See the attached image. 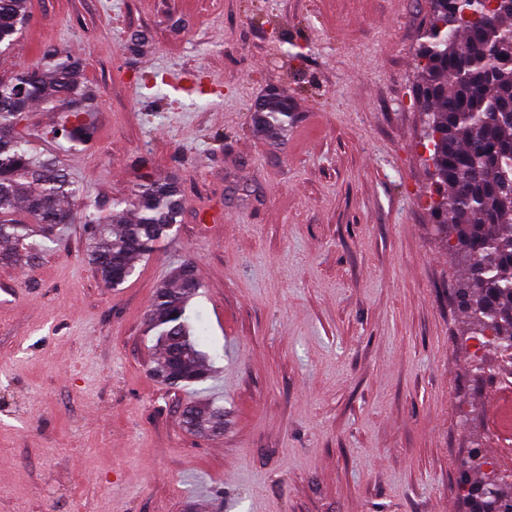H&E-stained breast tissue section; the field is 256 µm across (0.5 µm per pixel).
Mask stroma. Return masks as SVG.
Returning <instances> with one entry per match:
<instances>
[{
	"instance_id": "1",
	"label": "stroma",
	"mask_w": 512,
	"mask_h": 512,
	"mask_svg": "<svg viewBox=\"0 0 512 512\" xmlns=\"http://www.w3.org/2000/svg\"><path fill=\"white\" fill-rule=\"evenodd\" d=\"M428 0H30L0 78L57 49L103 119L60 162L88 203L152 171L185 201L108 288L83 219L0 266V512H468L458 463L499 454L431 232L415 63ZM202 77L208 92L147 77ZM288 131L254 127L270 95ZM190 264L214 372H148L158 284ZM224 406V431L184 408ZM183 426L187 431L204 437L222 433L224 406L215 402H203L190 406L183 415Z\"/></svg>"
}]
</instances>
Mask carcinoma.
Segmentation results:
<instances>
[{
	"instance_id": "1",
	"label": "carcinoma",
	"mask_w": 512,
	"mask_h": 512,
	"mask_svg": "<svg viewBox=\"0 0 512 512\" xmlns=\"http://www.w3.org/2000/svg\"><path fill=\"white\" fill-rule=\"evenodd\" d=\"M432 14L416 63L418 100L428 117L426 138L435 172L430 195L432 223L453 236L450 252L461 269L455 296L468 326L478 338L508 353L512 371V15L493 14L476 28L462 19L478 11L479 0H430ZM28 18V0H0V55L14 48ZM79 59L62 52L46 55L41 67L0 80V242L10 248L1 261L34 259L49 249L31 225L15 218L23 209L33 221L53 228L73 222L69 202L80 188L63 173L59 159L41 151L16 131L37 104L65 113L60 134L70 146L92 140L93 111L78 79ZM288 99L272 95L256 109L257 128L271 138L288 124ZM184 201L176 181L140 176L134 192L112 202L109 211L84 206L93 231L87 258L107 288L121 286L136 262L172 236ZM193 270H178L175 283L159 287L149 310L147 332L159 354L149 373L180 389L210 376L211 357L202 350L203 330H194L188 303L198 291ZM184 428L215 436L224 430V406L203 402L183 415ZM486 465L481 447L459 463L460 488L473 512H512V485L495 487L475 477Z\"/></svg>"
}]
</instances>
